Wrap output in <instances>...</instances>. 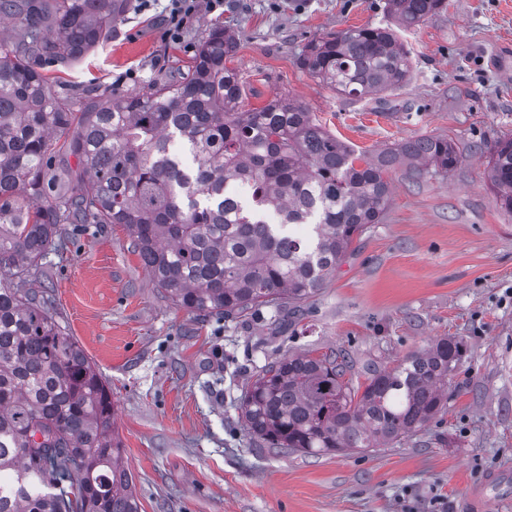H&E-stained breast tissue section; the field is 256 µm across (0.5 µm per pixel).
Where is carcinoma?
<instances>
[{"label":"carcinoma","instance_id":"carcinoma-1","mask_svg":"<svg viewBox=\"0 0 512 512\" xmlns=\"http://www.w3.org/2000/svg\"><path fill=\"white\" fill-rule=\"evenodd\" d=\"M444 0H386L392 23L310 40L312 77L348 96L408 83L398 30ZM125 0H0V512H140L112 392L83 348L46 311L47 290L16 288L63 224H120L155 287L195 315L246 318L269 307L300 320L391 202L390 172L450 173L460 153L423 136L360 157L300 102L273 94L243 105L227 66L234 34L214 27L187 71L142 92L61 93L43 61L68 65L107 38ZM81 172L62 183L56 158ZM486 179L512 212V138L490 150ZM254 184L258 204L230 205ZM463 344L443 337L353 385L341 352L285 354L253 377L240 405L247 432L308 455L393 445L448 404Z\"/></svg>","mask_w":512,"mask_h":512}]
</instances>
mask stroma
<instances>
[{
	"mask_svg": "<svg viewBox=\"0 0 512 512\" xmlns=\"http://www.w3.org/2000/svg\"><path fill=\"white\" fill-rule=\"evenodd\" d=\"M164 7H127L83 62L44 61L47 77L60 91H143L224 26L246 107L279 92L362 156L430 135L461 161L445 175L396 167L384 221L285 332L267 308L194 318L153 288L121 225H65L27 284L47 288L50 315L111 387L141 512H461L469 487L512 471V213L484 176L491 144L512 136V0H445L399 34L410 82L366 98L337 94L298 57L312 38L386 25V0H224L179 43L162 36ZM444 336L464 345L448 408L394 447L286 453L242 425L248 377L286 353H346L361 383Z\"/></svg>",
	"mask_w": 512,
	"mask_h": 512,
	"instance_id": "obj_1",
	"label": "stroma"
}]
</instances>
